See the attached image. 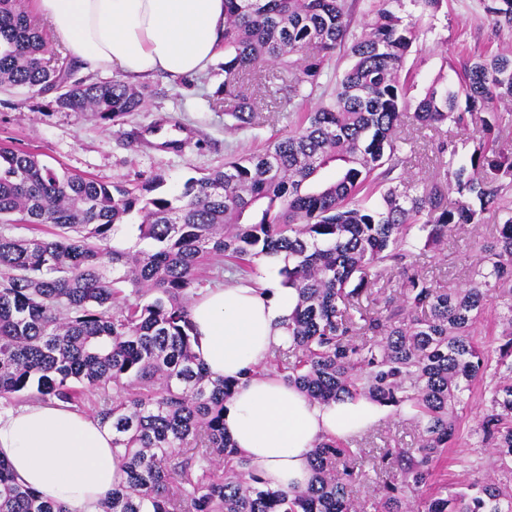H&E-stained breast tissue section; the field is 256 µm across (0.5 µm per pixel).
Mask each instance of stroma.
Here are the masks:
<instances>
[{
  "instance_id": "obj_1",
  "label": "stroma",
  "mask_w": 512,
  "mask_h": 512,
  "mask_svg": "<svg viewBox=\"0 0 512 512\" xmlns=\"http://www.w3.org/2000/svg\"><path fill=\"white\" fill-rule=\"evenodd\" d=\"M401 12L417 19L420 27V38L405 62L408 102L423 95L438 75L449 74V61L489 48L512 49V32L492 30L478 0H443L440 10L432 15L422 13L413 0H404ZM223 80L217 61L187 82L162 74L149 76L156 93L146 109L114 125L56 111L48 99L28 98L22 90L0 93V144L34 151L50 166L104 182L124 184L161 174L166 179L165 191L177 193L189 178L200 177L223 162L227 154L255 152L291 128L292 120L285 112L262 113L260 126L249 131L226 128L223 112L211 110L207 102ZM170 134L180 140V147H165ZM498 221L497 215L488 213L481 223L459 226L446 244L421 256L423 274L446 288L464 287L463 254ZM482 392V383H475L457 404L458 435L434 468V486L461 489L478 476H495L493 467L477 473L469 466L470 461L489 455L488 448L476 444L471 435L484 407ZM417 443L416 428L404 416L393 413L357 445L367 449L413 448Z\"/></svg>"
}]
</instances>
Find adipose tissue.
Masks as SVG:
<instances>
[{"label": "adipose tissue", "mask_w": 512, "mask_h": 512, "mask_svg": "<svg viewBox=\"0 0 512 512\" xmlns=\"http://www.w3.org/2000/svg\"><path fill=\"white\" fill-rule=\"evenodd\" d=\"M34 8L71 58L126 78L194 76L213 62L224 32V0H34ZM296 304L294 290L251 286L209 288L190 303L197 358L212 377L240 381L225 405L226 435L270 489L288 492L309 482L319 441L347 440L390 414L363 396L323 404L256 375L287 342L282 324ZM0 457L70 512H101L120 481L111 429L59 402L0 411Z\"/></svg>", "instance_id": "adipose-tissue-1"}]
</instances>
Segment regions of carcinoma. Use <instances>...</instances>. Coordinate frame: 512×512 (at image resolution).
<instances>
[{"mask_svg": "<svg viewBox=\"0 0 512 512\" xmlns=\"http://www.w3.org/2000/svg\"><path fill=\"white\" fill-rule=\"evenodd\" d=\"M382 0L351 31L348 0H224L225 126L253 129L260 112H292L321 87L343 47L348 68L330 102L258 152L232 155L171 197L156 174L129 188L0 148V410L15 403L79 408L112 428L119 484L102 512H364L366 461L385 467L374 512H512V51L451 67L410 106L402 72L415 23ZM495 31L512 30V0H481ZM51 97L62 112L121 121L151 90L120 76L72 79L27 10L0 0V90ZM471 134L469 163L441 140L439 173L406 178V145L447 123ZM455 195L449 199V195ZM486 212L507 215L474 242L462 288L419 269L421 246L447 242ZM51 224L54 238L8 233ZM147 241L150 247L143 248ZM283 256L281 286L298 301L291 337L269 371L307 397L366 396L421 431L416 448L367 455L337 440L312 450L314 476L287 494L266 488L224 435L239 380L212 379L193 352L189 304L228 271L244 283L262 256ZM500 309L497 357L475 339ZM484 383L475 430L499 479L430 491L434 464L457 433L454 408ZM0 512H70L21 484L0 458Z\"/></svg>", "mask_w": 512, "mask_h": 512, "instance_id": "carcinoma-1", "label": "carcinoma"}]
</instances>
